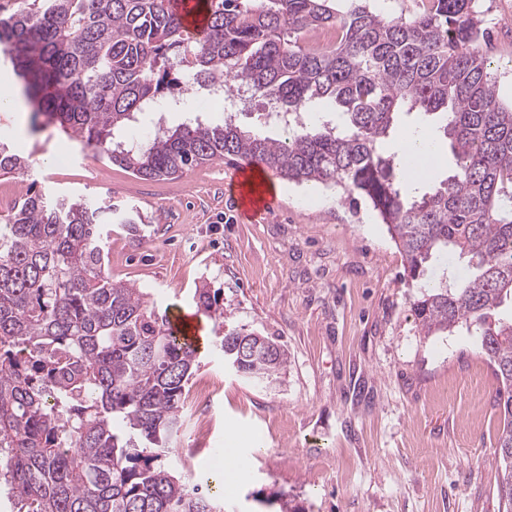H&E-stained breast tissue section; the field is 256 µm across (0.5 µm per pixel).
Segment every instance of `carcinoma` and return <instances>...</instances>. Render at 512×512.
Returning a JSON list of instances; mask_svg holds the SVG:
<instances>
[{"label":"carcinoma","mask_w":512,"mask_h":512,"mask_svg":"<svg viewBox=\"0 0 512 512\" xmlns=\"http://www.w3.org/2000/svg\"><path fill=\"white\" fill-rule=\"evenodd\" d=\"M344 2L200 0L205 26L190 41L170 0H14L9 12L0 6V52L34 119L140 178L229 158L370 203L418 289L421 332L480 336L501 384L498 495L512 512V104L478 54L477 0H429L388 20L368 0ZM331 28L338 42L307 46L309 31ZM188 78L246 84L288 110V137H262L229 116L128 141L136 115ZM314 100L334 103L336 123L311 117ZM415 111L441 115L431 142L454 167L408 198L387 144ZM27 167L0 140V172ZM110 223L109 205L29 190L0 225V485L16 512H222L217 496L162 462L185 422L197 349L169 332L143 289L112 280L100 245ZM450 252L465 276L423 281ZM195 297L224 325L218 295ZM241 337L253 343L242 357ZM218 340L255 384L286 370L288 351L268 336L231 328Z\"/></svg>","instance_id":"carcinoma-1"}]
</instances>
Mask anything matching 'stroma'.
<instances>
[{
    "instance_id": "stroma-1",
    "label": "stroma",
    "mask_w": 512,
    "mask_h": 512,
    "mask_svg": "<svg viewBox=\"0 0 512 512\" xmlns=\"http://www.w3.org/2000/svg\"><path fill=\"white\" fill-rule=\"evenodd\" d=\"M479 9L495 21L479 48L512 103V0ZM195 103L191 91L166 89L134 130L223 124V105L198 113ZM0 137L29 158L23 174L0 176V195L33 188L111 202L102 245L113 280L143 288L161 313L195 311L197 289L220 290L226 325L287 348L286 373L271 385L225 368L216 348L201 353L188 386L214 389L212 450L196 453L187 424L166 459L187 485L221 474L224 512H265L280 496L301 512H500L499 383L475 333L423 336L403 257L368 203L350 206L330 189L307 199L287 183L269 213L244 222L231 200L236 162L141 179L77 136L34 128L27 106L0 111Z\"/></svg>"
}]
</instances>
